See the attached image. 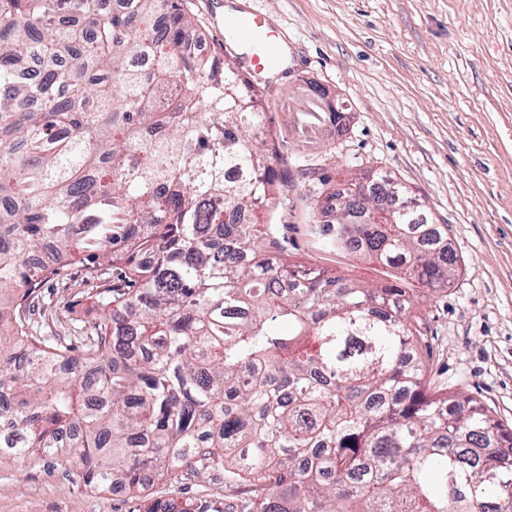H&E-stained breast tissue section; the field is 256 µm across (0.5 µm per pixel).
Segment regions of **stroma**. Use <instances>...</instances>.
Segmentation results:
<instances>
[{
	"label": "stroma",
	"instance_id": "35a3bbf8",
	"mask_svg": "<svg viewBox=\"0 0 512 512\" xmlns=\"http://www.w3.org/2000/svg\"><path fill=\"white\" fill-rule=\"evenodd\" d=\"M215 0H182L199 22L201 52L225 59ZM280 32L288 66L260 107L277 140L296 160L288 186L264 225L290 263L339 272L364 284L387 280L389 270L367 257L330 247L324 218L305 209L316 192L363 174H389L409 186L447 225L459 272L447 286L422 295L418 323L430 365L426 383L463 393L487 407L512 431V0H239ZM349 109L347 131L300 136L292 123L311 95L307 81ZM50 282L41 306L45 336L67 335L72 319L93 323L95 294ZM74 301L72 314L59 301ZM158 500L206 501L211 512L249 496L228 491L216 475L159 481ZM122 490L95 491L57 468L23 469L0 463V512H135Z\"/></svg>",
	"mask_w": 512,
	"mask_h": 512
}]
</instances>
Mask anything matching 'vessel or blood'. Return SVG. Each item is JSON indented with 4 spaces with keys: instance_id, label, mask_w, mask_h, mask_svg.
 <instances>
[{
    "instance_id": "1",
    "label": "vessel or blood",
    "mask_w": 512,
    "mask_h": 512,
    "mask_svg": "<svg viewBox=\"0 0 512 512\" xmlns=\"http://www.w3.org/2000/svg\"><path fill=\"white\" fill-rule=\"evenodd\" d=\"M224 33L238 49L242 67L266 72L280 69L283 53L279 35L260 22L257 14L233 18Z\"/></svg>"
}]
</instances>
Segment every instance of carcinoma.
<instances>
[{
    "mask_svg": "<svg viewBox=\"0 0 512 512\" xmlns=\"http://www.w3.org/2000/svg\"><path fill=\"white\" fill-rule=\"evenodd\" d=\"M60 2L0 0V459L134 495L217 473L250 487L242 512H512V435L422 390L401 278L293 265L238 222L288 185V157L233 62L186 49L179 0H67L66 20ZM345 119L313 103L299 130ZM369 192L331 193L330 242L448 284V225L413 221L428 210L392 178ZM73 262L102 313L34 335Z\"/></svg>",
    "mask_w": 512,
    "mask_h": 512,
    "instance_id": "1",
    "label": "carcinoma"
}]
</instances>
